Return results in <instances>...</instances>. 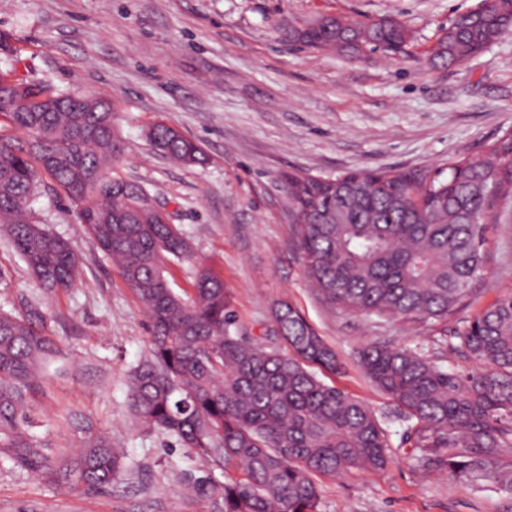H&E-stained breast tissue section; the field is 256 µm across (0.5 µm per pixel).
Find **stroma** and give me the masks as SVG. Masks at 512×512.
<instances>
[{
    "mask_svg": "<svg viewBox=\"0 0 512 512\" xmlns=\"http://www.w3.org/2000/svg\"><path fill=\"white\" fill-rule=\"evenodd\" d=\"M478 0H0V52L15 80H45L112 104L123 147L112 171L145 188L188 237L193 256L168 264L180 294L197 265L212 268L241 333L280 348L273 312L286 302L333 346L343 368L327 383L378 411L395 404L354 362L388 342L424 353L444 343L449 367L474 362L443 326L376 321L323 301L295 247L289 174L441 167L476 155L512 127V32L458 66L429 62L437 39ZM324 16L394 19L413 38L404 52L360 59L289 44L288 26ZM162 123L196 141L203 164L157 152L146 134ZM35 216L83 260L74 288L47 294L0 236V309L36 301L59 346L33 414L52 448L78 452L73 415L89 416L127 455L110 490L60 492L0 460V512H217L181 478L196 462L161 433L144 434L128 407L127 375L147 353L142 303L87 239L74 206L41 186ZM512 292V202L501 221L470 318ZM382 472L319 477L320 512H512V492L416 468L393 445Z\"/></svg>",
    "mask_w": 512,
    "mask_h": 512,
    "instance_id": "stroma-1",
    "label": "stroma"
}]
</instances>
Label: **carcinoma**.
Instances as JSON below:
<instances>
[{
  "instance_id": "obj_1",
  "label": "carcinoma",
  "mask_w": 512,
  "mask_h": 512,
  "mask_svg": "<svg viewBox=\"0 0 512 512\" xmlns=\"http://www.w3.org/2000/svg\"><path fill=\"white\" fill-rule=\"evenodd\" d=\"M512 23V0L458 14L431 53L437 65H459ZM410 32L396 20L361 23L323 17L295 26L288 39L305 48L361 55L401 46ZM36 103L0 105V233L41 288L74 286L81 264L69 241L29 208L47 176L74 204L92 246L110 259L146 307L149 355L128 376L138 428L176 439L207 465L225 463L241 476L222 482L211 471L184 473L195 493L219 512H319L315 477L384 471L392 462L388 425L413 448L418 468L436 466L458 479L512 486V293L453 330L481 366L462 374L439 356L372 342L357 352L363 374L396 405L377 413L321 379L342 363L336 351L288 303L273 313L287 351L251 341L235 327L224 282L210 268L195 272L184 299L165 276L166 263L192 254L175 224L136 211L148 192L112 175L122 149L112 105L76 112L88 99L47 82L24 83ZM12 130L26 137L15 144ZM147 138L166 157L203 161L200 147L175 129L152 126ZM300 214L296 247L309 280L329 304L355 315L446 323L484 269L499 202L512 198V129L480 156L444 167L288 176ZM57 353L39 304L0 310V459L58 487L97 493L112 487L125 454L107 432L82 421L83 448L59 453L34 432L31 406L43 366Z\"/></svg>"
}]
</instances>
